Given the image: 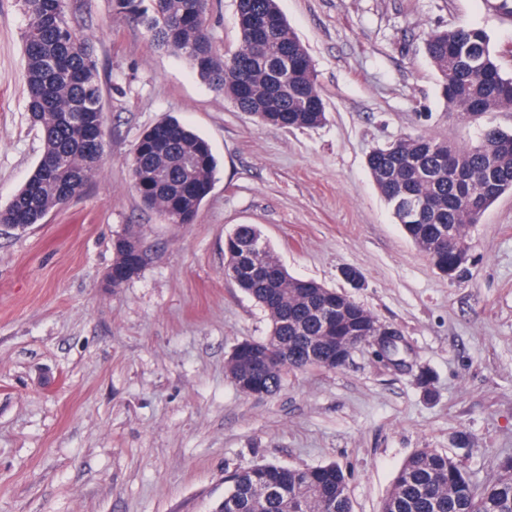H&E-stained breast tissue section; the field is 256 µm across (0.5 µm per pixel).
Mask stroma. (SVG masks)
I'll return each instance as SVG.
<instances>
[{
  "label": "stroma",
  "instance_id": "stroma-1",
  "mask_svg": "<svg viewBox=\"0 0 512 512\" xmlns=\"http://www.w3.org/2000/svg\"><path fill=\"white\" fill-rule=\"evenodd\" d=\"M498 2L278 0L327 120L275 130L110 0H70L98 65L105 151L83 195L0 231V512H215L228 472L268 463L338 464L352 512H380L420 448L479 482L499 476L512 456V192L467 227L468 260L451 278L396 224L366 167L405 134L475 138L477 123L446 112L425 39L484 28L512 75V18ZM28 22L21 0H0V204L42 154L26 111ZM210 26L218 53L237 49L235 0H213ZM169 115L218 161L192 224L167 223L131 184L137 141ZM239 224L255 225L289 274L396 332L395 360L363 343L340 368L288 372L274 396L242 394L227 360L271 322L224 276V238ZM131 226L147 261L105 287L112 240Z\"/></svg>",
  "mask_w": 512,
  "mask_h": 512
}]
</instances>
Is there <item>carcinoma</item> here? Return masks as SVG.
<instances>
[{"instance_id": "cac0c4a2", "label": "carcinoma", "mask_w": 512, "mask_h": 512, "mask_svg": "<svg viewBox=\"0 0 512 512\" xmlns=\"http://www.w3.org/2000/svg\"><path fill=\"white\" fill-rule=\"evenodd\" d=\"M26 106L40 127L43 151L27 181L0 205V226L25 229L79 197L97 175L104 153V112L97 63L71 23L69 0H23ZM150 33L153 42L185 58L200 80L224 94L255 123L276 129L314 128L326 106L307 49L276 0H236L239 49L219 54L208 14L210 0H111ZM426 53L440 76L446 111L467 119L512 110V77L485 29H435ZM367 168L408 238L453 276L466 252L465 228L512 189V132L480 128L459 145L430 135H406L372 150ZM217 160L209 142L169 117L139 138L130 161L141 202L170 224L194 223L212 189ZM252 224L225 239L224 275L263 307L271 333L236 346L228 369L245 395L263 398L281 387L286 371L335 369L382 325L344 295L288 274ZM112 287L139 274L126 242H113ZM218 512H351L346 479L335 464L287 468L264 464L225 477ZM382 512H512V460L492 482L478 484L448 455L416 450L399 470Z\"/></svg>"}]
</instances>
